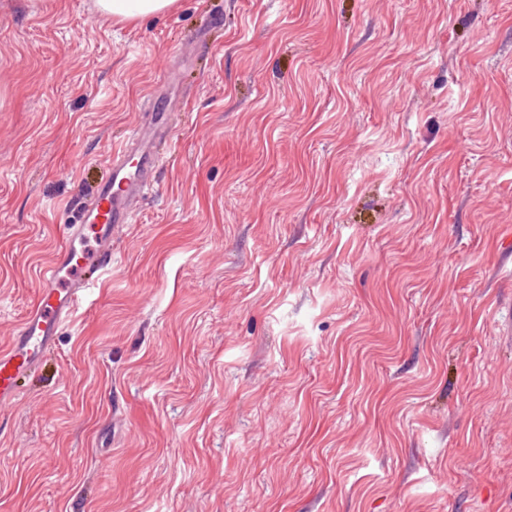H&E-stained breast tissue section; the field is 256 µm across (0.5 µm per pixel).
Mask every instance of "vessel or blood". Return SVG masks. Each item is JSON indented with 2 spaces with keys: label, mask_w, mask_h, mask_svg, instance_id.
I'll use <instances>...</instances> for the list:
<instances>
[{
  "label": "vessel or blood",
  "mask_w": 512,
  "mask_h": 512,
  "mask_svg": "<svg viewBox=\"0 0 512 512\" xmlns=\"http://www.w3.org/2000/svg\"><path fill=\"white\" fill-rule=\"evenodd\" d=\"M172 129L163 112H147L129 127L124 144L112 153V180L98 188L92 203L68 227V243L41 273L39 296L0 350V403L18 396L21 375L35 368L63 324L83 301L96 272L108 271L112 243L132 223L140 203L155 185V147Z\"/></svg>",
  "instance_id": "obj_1"
}]
</instances>
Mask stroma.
Listing matches in <instances>:
<instances>
[{
	"instance_id": "35a3bbf8",
	"label": "stroma",
	"mask_w": 512,
	"mask_h": 512,
	"mask_svg": "<svg viewBox=\"0 0 512 512\" xmlns=\"http://www.w3.org/2000/svg\"><path fill=\"white\" fill-rule=\"evenodd\" d=\"M153 96L0 512H512V0H0V348ZM177 0H96L98 10L117 21H133L168 11Z\"/></svg>"
}]
</instances>
